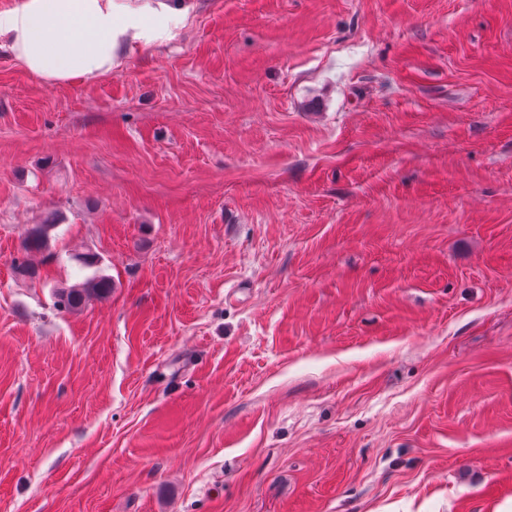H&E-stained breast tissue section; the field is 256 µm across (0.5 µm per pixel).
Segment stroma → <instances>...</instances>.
I'll return each instance as SVG.
<instances>
[{"mask_svg":"<svg viewBox=\"0 0 512 512\" xmlns=\"http://www.w3.org/2000/svg\"><path fill=\"white\" fill-rule=\"evenodd\" d=\"M169 2L0 55V512H512V0ZM163 1L13 0L0 8V53L44 81L94 80L111 74L124 46L143 36L146 15L170 14ZM54 221V215H50L47 217L44 224H35L29 229L23 243V250L26 257L16 258L13 263V272L16 267L20 266L25 268L26 275L22 277V279H33L38 275L39 270L32 262H30L28 255L31 252L44 249L50 231L57 225ZM112 288L108 278L94 276L68 288L55 290L56 305L64 311L80 308L86 300L93 296L103 295Z\"/></svg>","mask_w":512,"mask_h":512,"instance_id":"stroma-1","label":"stroma"}]
</instances>
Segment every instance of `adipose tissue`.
<instances>
[{
  "label": "adipose tissue",
  "mask_w": 512,
  "mask_h": 512,
  "mask_svg": "<svg viewBox=\"0 0 512 512\" xmlns=\"http://www.w3.org/2000/svg\"><path fill=\"white\" fill-rule=\"evenodd\" d=\"M158 6L125 0H10L0 7V52L42 80L64 84L111 74L124 46L143 35Z\"/></svg>",
  "instance_id": "adipose-tissue-1"
}]
</instances>
